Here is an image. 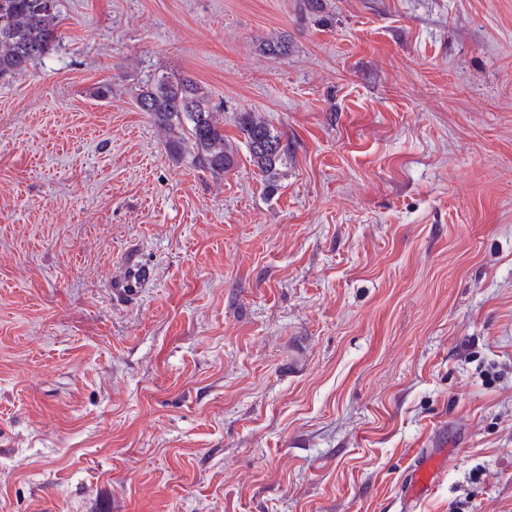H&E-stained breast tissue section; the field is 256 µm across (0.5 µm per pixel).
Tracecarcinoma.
<instances>
[{"label":"carcinoma","mask_w":512,"mask_h":512,"mask_svg":"<svg viewBox=\"0 0 512 512\" xmlns=\"http://www.w3.org/2000/svg\"><path fill=\"white\" fill-rule=\"evenodd\" d=\"M44 2L0 0V77L21 74L54 50L59 14ZM137 103L168 134L170 152L188 150L196 164L217 174L234 167L235 147L224 137V128L198 84L162 76L139 89ZM239 128L250 162L267 182H274L286 151L282 137L264 116L254 112L240 114Z\"/></svg>","instance_id":"cac0c4a2"}]
</instances>
